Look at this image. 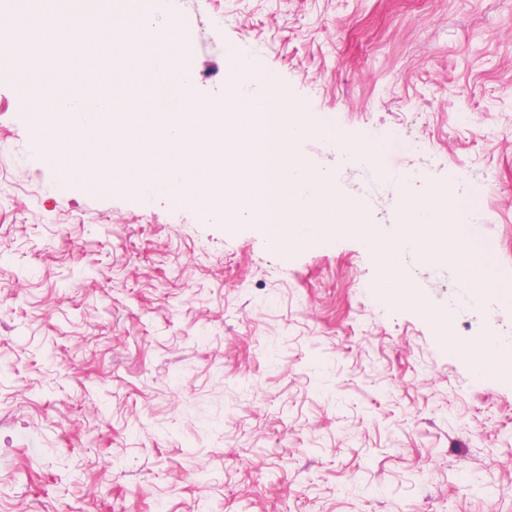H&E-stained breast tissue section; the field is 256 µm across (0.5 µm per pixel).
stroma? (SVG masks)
<instances>
[{
  "mask_svg": "<svg viewBox=\"0 0 512 512\" xmlns=\"http://www.w3.org/2000/svg\"><path fill=\"white\" fill-rule=\"evenodd\" d=\"M196 93L250 56L310 112L295 153L356 192L377 230L423 168L492 251L476 308L404 258L453 333L512 340V0H160ZM0 68V512H512V376L476 378L376 259L337 234L288 253L258 223L67 188ZM88 95L150 104L136 76ZM382 141L336 160L327 137Z\"/></svg>",
  "mask_w": 512,
  "mask_h": 512,
  "instance_id": "1",
  "label": "stroma"
}]
</instances>
